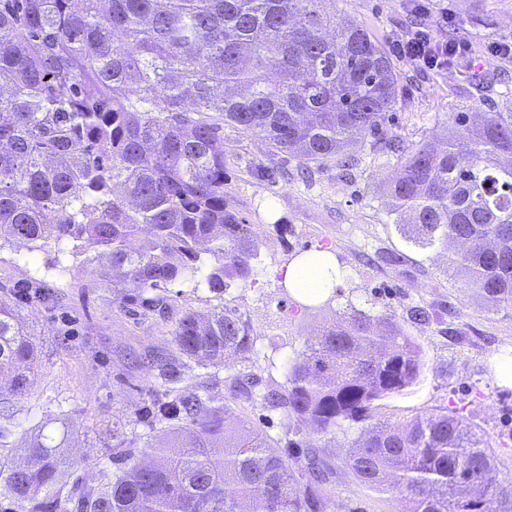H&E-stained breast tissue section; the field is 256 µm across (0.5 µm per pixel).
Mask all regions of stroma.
<instances>
[{"label":"stroma","mask_w":512,"mask_h":512,"mask_svg":"<svg viewBox=\"0 0 512 512\" xmlns=\"http://www.w3.org/2000/svg\"><path fill=\"white\" fill-rule=\"evenodd\" d=\"M430 22L470 45L471 60L448 71L421 72L401 59L392 64L399 80L398 103L387 126L401 150L364 146L352 177L335 163L301 178L302 160L272 155L264 139L232 125L224 143V195L229 209L259 225L263 238L248 284L231 286L223 297L206 284L170 286L175 310L208 314L228 304L255 336L251 370L262 384H284L288 361L319 332L325 311L301 303L284 285L282 268L314 250H330L343 274L328 310L354 302L400 321L422 350L416 385L384 402L391 419L410 417L438 405L461 408L488 435L512 431V385L499 378L500 362L512 358V310L496 308L465 288L442 253L421 251L400 237L388 183L397 177L402 151L437 142L454 131L457 112L512 109V58L492 57L491 43L512 41V0H430ZM337 21L366 29L385 50L413 28L416 17L405 0H333ZM274 168L267 180L256 168ZM66 252L0 249V286L22 285L38 293L52 288L53 304L25 307L24 318L39 345L35 375L17 404L16 445L58 418L69 437L65 453L92 467L105 460L104 431L123 419L129 433L144 435L141 419L149 400V367L131 365L130 353L171 349L173 321L132 319L113 303L111 290L89 288L75 266L54 259ZM398 512L397 500L365 495L338 480L333 512Z\"/></svg>","instance_id":"1"}]
</instances>
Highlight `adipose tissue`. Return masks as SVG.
I'll return each instance as SVG.
<instances>
[{
  "mask_svg": "<svg viewBox=\"0 0 512 512\" xmlns=\"http://www.w3.org/2000/svg\"><path fill=\"white\" fill-rule=\"evenodd\" d=\"M342 273L329 251H315L290 262L283 280L292 293L303 302H313L328 293L341 279Z\"/></svg>",
  "mask_w": 512,
  "mask_h": 512,
  "instance_id": "1",
  "label": "adipose tissue"
}]
</instances>
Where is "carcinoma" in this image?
I'll return each mask as SVG.
<instances>
[{
    "label": "carcinoma",
    "mask_w": 512,
    "mask_h": 512,
    "mask_svg": "<svg viewBox=\"0 0 512 512\" xmlns=\"http://www.w3.org/2000/svg\"><path fill=\"white\" fill-rule=\"evenodd\" d=\"M331 0H0V249L66 242L87 288L142 315L171 310L167 286L223 294L247 285L261 237L224 204V124L277 154L353 165L399 95L385 50L336 25ZM441 148L419 144L389 185L402 238L448 254V268L512 309L511 112H458ZM26 298L0 297V512H329L332 478L389 495L400 512H512L486 434L446 406L393 421L382 401L417 384L420 347L403 325L353 302L288 362L278 387L250 373L228 394L185 395L190 363L248 361L252 329L228 305L178 315L173 348L151 363L144 445L112 423L110 464L83 469L61 428L8 463L15 406L38 346ZM275 413L282 434L251 420ZM342 435L339 463L311 446ZM223 448L216 459L210 448Z\"/></svg>",
    "instance_id": "1"
}]
</instances>
